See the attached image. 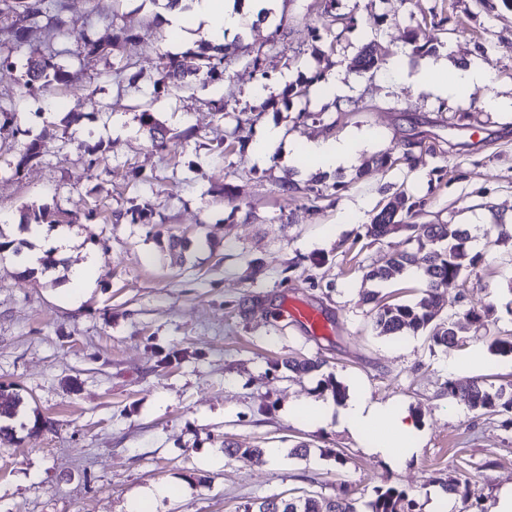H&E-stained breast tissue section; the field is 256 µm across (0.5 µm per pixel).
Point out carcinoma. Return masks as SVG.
Listing matches in <instances>:
<instances>
[{
	"mask_svg": "<svg viewBox=\"0 0 512 512\" xmlns=\"http://www.w3.org/2000/svg\"><path fill=\"white\" fill-rule=\"evenodd\" d=\"M316 4L325 17L326 34L332 36L330 46L340 41L342 33L334 32L333 27L346 20L336 13L338 0H316ZM46 22L52 37L63 48H52L45 53L23 55L31 28ZM280 27H275L269 39L266 51H257L249 55L248 65L260 72L261 77L269 79L265 70L266 57L270 53H281ZM67 22L62 14L60 0H0V71L21 72L18 79L20 96L34 91H49L56 84L69 82L70 73L58 62V57L69 55L84 66L105 55L106 46L100 40L85 34L72 49L65 46ZM241 34L234 35L230 43L212 45L208 42L195 50L181 53L164 52L159 56V74L154 94L171 95L183 91L205 90L214 84L224 82L226 69L238 56V42ZM356 69L369 72L378 67L369 47L364 46L354 58ZM322 77H302L288 84L283 91V100L287 109L297 113V118L311 115L309 109V89ZM141 126L148 129L150 137L158 146L166 147V130L146 105L139 114ZM8 132L12 137H27L29 128L25 127L21 113L16 105H0V133ZM54 134L43 131L24 144V149L13 162L14 175L23 174L28 165L43 156L49 149ZM388 213H376L366 227L365 237L373 243L386 237L391 227L403 222L402 214L411 212L414 204L403 193L388 202ZM153 216L152 209L133 207L121 214L131 224H148ZM414 237L418 249L414 253H397L390 256L386 264L372 268L366 278L379 284L388 282L401 275L407 267L416 265L422 269L424 281L428 286V296L414 304H382L377 306L374 324L380 336H401L425 334L433 346L454 347L464 342L460 337V322L450 318L436 321L434 310V288L440 285H454L462 273L481 262L483 255H471L466 249L470 239L469 232L459 224H413ZM489 349L501 356H512V336H494L490 339ZM288 369L310 373L318 368L315 361L302 356H293L285 361ZM463 393L471 407L488 413H512V396L505 397L503 387L489 390L486 380L476 378L465 386L456 381H448V395ZM445 490L460 496L464 504L463 512H484L481 501L473 498L469 483L450 475L442 481ZM369 512H415V502L409 495L393 485L378 486L374 497L366 503ZM244 512H358L356 500L349 497L348 491L339 489L335 497L324 498L307 494L288 499L278 496L265 497L244 507Z\"/></svg>",
	"mask_w": 512,
	"mask_h": 512,
	"instance_id": "obj_1",
	"label": "carcinoma"
}]
</instances>
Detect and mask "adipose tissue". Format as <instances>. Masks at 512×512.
I'll return each instance as SVG.
<instances>
[{"label": "adipose tissue", "mask_w": 512, "mask_h": 512, "mask_svg": "<svg viewBox=\"0 0 512 512\" xmlns=\"http://www.w3.org/2000/svg\"><path fill=\"white\" fill-rule=\"evenodd\" d=\"M261 2L246 0L238 5L234 0H190V7L185 10L169 5L168 0H157L156 9L168 30L177 33L179 39H186L187 25L194 24L202 27L208 39L220 42L225 34L242 31L251 24ZM494 78L491 68L479 59L451 69L436 66L423 76L436 93L447 98L491 85ZM355 151L353 139H319L305 142L301 151L290 153L289 159L311 171H329L349 162ZM307 411L310 418L319 422L337 416L352 436L368 439L371 451L387 458L399 456L420 441V431L407 411L373 402L361 391L351 394L338 410L312 403Z\"/></svg>", "instance_id": "obj_1"}]
</instances>
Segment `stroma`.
<instances>
[{"mask_svg": "<svg viewBox=\"0 0 512 512\" xmlns=\"http://www.w3.org/2000/svg\"><path fill=\"white\" fill-rule=\"evenodd\" d=\"M315 0H275L284 20L285 57L270 59L274 94L286 81L321 71L311 88L315 116L256 111L261 80L233 65L222 90L234 111L206 112L215 89L155 96L166 28L151 0H63L72 41L95 33L106 56L72 66L55 86L58 106L42 94L19 107L33 132L64 136L21 178L0 172V229L19 240L24 209L46 207L44 240L64 239L68 255L47 273L20 277L18 254L0 261V390L21 400L0 438V512H129L132 501L159 486L178 488L157 499L155 512H241L256 499L308 492L325 498L339 488L365 502L390 483L415 499V512H462L458 496L439 483L463 469L485 512L512 485V426L449 397L448 380L512 374V357L486 339L512 333V243L489 249L464 284L436 291L439 318L462 320V347L430 346L425 336H380L375 309L363 303L366 272L391 254L413 251L415 238L392 230L364 246L372 216L394 193L418 201L414 224H461L487 243L494 224L512 225V6L503 0H340L352 16L330 59L312 41L324 20ZM147 41L117 38V28ZM436 40L413 52L407 40ZM371 46L385 65L360 74L352 60ZM478 58L495 73L492 86L449 100L414 83L438 62ZM134 62L142 76L128 84L118 67ZM504 106L491 112L487 94ZM151 104L170 134L197 133L162 150L141 127L138 108ZM79 114L64 128L66 113ZM293 142L343 137L359 141L355 158L329 175L335 194L313 200L282 194L291 180L314 173L290 164L283 148L266 156L255 145L266 126ZM226 145L218 153V145ZM391 154L394 164L377 159ZM153 207L149 224L120 215L133 202ZM76 223H66L67 215ZM179 239L182 253L169 243ZM91 263L90 283L66 285L71 269ZM303 303L328 323V334L284 316L286 300ZM489 309L481 322L468 309ZM482 348L472 372L451 361ZM319 361L303 374L291 356ZM371 401L404 407L423 443L405 463L371 453L336 419L308 422L289 414L299 402L336 407L335 385ZM261 448L248 461L225 444ZM307 457L290 456L297 444ZM344 463H337V456Z\"/></svg>", "mask_w": 512, "mask_h": 512, "instance_id": "stroma-1", "label": "stroma"}]
</instances>
